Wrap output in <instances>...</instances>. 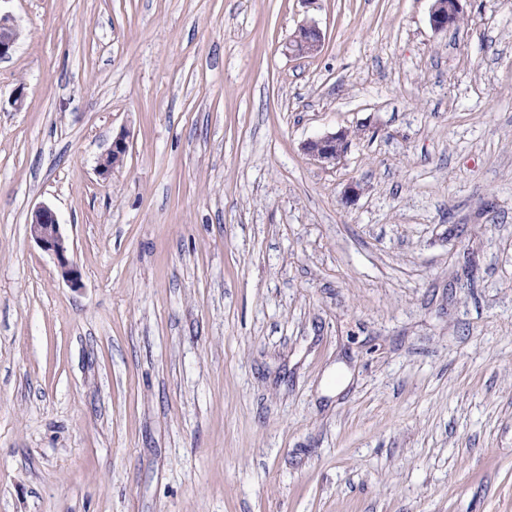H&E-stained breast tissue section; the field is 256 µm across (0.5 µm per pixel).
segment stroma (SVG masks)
<instances>
[{"label": "stroma", "instance_id": "stroma-1", "mask_svg": "<svg viewBox=\"0 0 512 512\" xmlns=\"http://www.w3.org/2000/svg\"><path fill=\"white\" fill-rule=\"evenodd\" d=\"M433 4L0 0V512H512V0ZM462 0H434L430 13V24L436 31H446L463 13ZM19 36L20 33L16 26L10 23L8 18L0 16V60L10 57ZM323 35L316 24L301 26L290 42L292 53L295 56H312L320 52ZM349 132L338 130L323 137L305 143L304 151L315 161L324 166L338 164L350 146ZM129 143L126 134L121 133L112 140L111 146L100 157L97 172L100 177L107 179L114 169L124 164L128 154ZM29 231L39 247L51 255L67 282L77 286L80 278L70 255L68 241L61 231L55 212L47 204L34 209L29 222Z\"/></svg>", "mask_w": 512, "mask_h": 512}]
</instances>
